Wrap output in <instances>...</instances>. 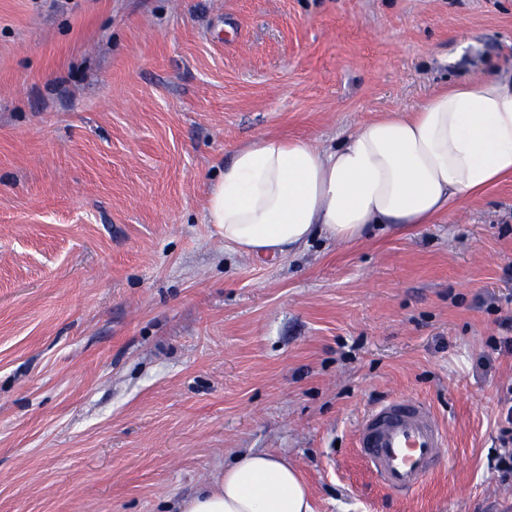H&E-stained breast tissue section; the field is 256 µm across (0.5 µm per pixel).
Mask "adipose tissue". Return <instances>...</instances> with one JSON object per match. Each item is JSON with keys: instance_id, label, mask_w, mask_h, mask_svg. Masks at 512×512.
<instances>
[{"instance_id": "adipose-tissue-1", "label": "adipose tissue", "mask_w": 512, "mask_h": 512, "mask_svg": "<svg viewBox=\"0 0 512 512\" xmlns=\"http://www.w3.org/2000/svg\"><path fill=\"white\" fill-rule=\"evenodd\" d=\"M512 176V70L466 76L417 107L320 150L262 136L239 148L211 188L206 220L245 255L282 254L317 236L338 243L381 226L431 224ZM179 512H312L284 459L240 456Z\"/></svg>"}]
</instances>
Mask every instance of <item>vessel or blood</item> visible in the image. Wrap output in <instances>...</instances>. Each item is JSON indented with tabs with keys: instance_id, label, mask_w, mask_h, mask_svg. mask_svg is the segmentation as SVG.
<instances>
[{
	"instance_id": "b4317fda",
	"label": "vessel or blood",
	"mask_w": 512,
	"mask_h": 512,
	"mask_svg": "<svg viewBox=\"0 0 512 512\" xmlns=\"http://www.w3.org/2000/svg\"><path fill=\"white\" fill-rule=\"evenodd\" d=\"M447 443L433 410L398 397L371 410L356 428L358 453L377 481L397 494L419 489L433 474Z\"/></svg>"
}]
</instances>
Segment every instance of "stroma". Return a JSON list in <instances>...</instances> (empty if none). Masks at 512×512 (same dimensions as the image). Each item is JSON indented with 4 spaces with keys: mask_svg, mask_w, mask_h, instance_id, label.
Instances as JSON below:
<instances>
[{
    "mask_svg": "<svg viewBox=\"0 0 512 512\" xmlns=\"http://www.w3.org/2000/svg\"><path fill=\"white\" fill-rule=\"evenodd\" d=\"M503 64L512 0H0V512H175L248 451L313 512H512V178L284 255L205 218L257 137L326 149ZM400 396L447 433L406 496L355 437Z\"/></svg>",
    "mask_w": 512,
    "mask_h": 512,
    "instance_id": "1",
    "label": "stroma"
}]
</instances>
